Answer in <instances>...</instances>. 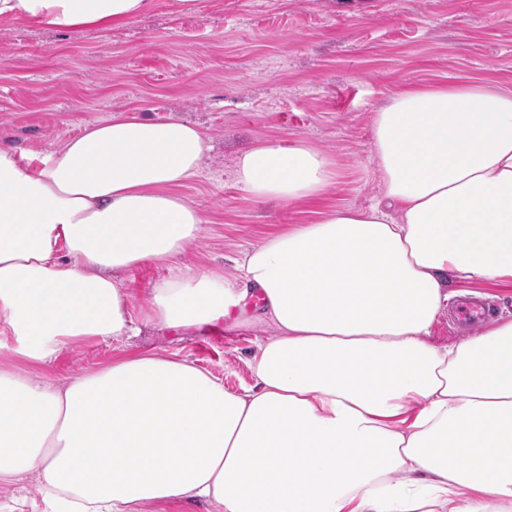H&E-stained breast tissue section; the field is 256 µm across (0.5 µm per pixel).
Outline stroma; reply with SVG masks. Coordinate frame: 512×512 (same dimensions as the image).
I'll return each mask as SVG.
<instances>
[{"instance_id": "obj_1", "label": "stroma", "mask_w": 512, "mask_h": 512, "mask_svg": "<svg viewBox=\"0 0 512 512\" xmlns=\"http://www.w3.org/2000/svg\"><path fill=\"white\" fill-rule=\"evenodd\" d=\"M463 77L512 88V0H197L192 11L156 0L116 27L0 22V145L54 150L123 112L197 123L210 149L180 193L207 223L182 263L231 274L267 236L371 204L374 113L405 88ZM298 141L333 163L319 197L257 201L236 183L238 155ZM271 333L249 311L231 327L145 326L121 343H73L36 374L65 380L155 351L239 391L253 385L248 361Z\"/></svg>"}]
</instances>
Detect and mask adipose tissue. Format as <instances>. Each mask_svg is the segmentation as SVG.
I'll return each mask as SVG.
<instances>
[{
  "instance_id": "adipose-tissue-1",
  "label": "adipose tissue",
  "mask_w": 512,
  "mask_h": 512,
  "mask_svg": "<svg viewBox=\"0 0 512 512\" xmlns=\"http://www.w3.org/2000/svg\"><path fill=\"white\" fill-rule=\"evenodd\" d=\"M154 0H0V20L121 24ZM204 132L125 112L59 149L0 146V486L34 477L42 512H512V319L430 343L450 282L512 284V90L409 88L373 117L375 202L266 238L232 275L179 258L203 211L179 193ZM329 158L299 142L238 156L253 199L319 197ZM172 268L143 321L127 277ZM260 292L273 330L234 392L182 360L136 352L61 382L70 344L141 324L237 317Z\"/></svg>"
}]
</instances>
